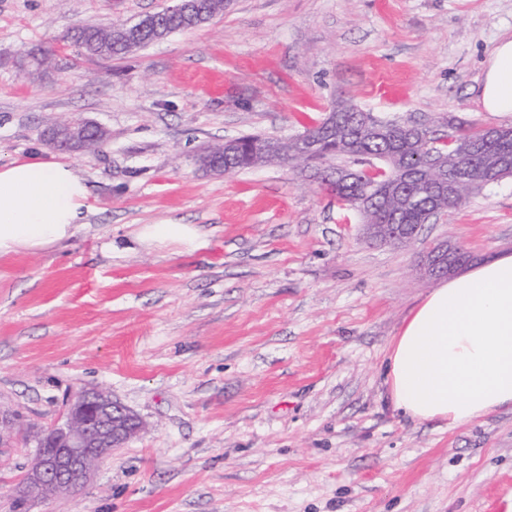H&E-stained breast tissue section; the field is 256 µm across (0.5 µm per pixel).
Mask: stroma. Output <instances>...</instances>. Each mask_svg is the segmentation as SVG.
<instances>
[{
	"mask_svg": "<svg viewBox=\"0 0 512 512\" xmlns=\"http://www.w3.org/2000/svg\"><path fill=\"white\" fill-rule=\"evenodd\" d=\"M169 0H0V165L69 163L90 210L60 244L0 257V404L19 417L0 512H512V409L449 427L394 410L388 347L434 288L417 268L450 242L512 253V177L425 225L407 248L308 173L202 168L211 146L289 138L347 104L465 136L512 0H232L223 15L122 58L77 25L136 22ZM33 47L51 62L29 74ZM108 132L93 153L44 133ZM150 224H189L159 244ZM105 391L145 430L76 495L19 508L36 435L77 391Z\"/></svg>",
	"mask_w": 512,
	"mask_h": 512,
	"instance_id": "stroma-1",
	"label": "stroma"
}]
</instances>
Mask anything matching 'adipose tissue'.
Returning a JSON list of instances; mask_svg holds the SVG:
<instances>
[{
	"label": "adipose tissue",
	"instance_id": "obj_1",
	"mask_svg": "<svg viewBox=\"0 0 512 512\" xmlns=\"http://www.w3.org/2000/svg\"><path fill=\"white\" fill-rule=\"evenodd\" d=\"M478 101L512 113V34L489 52ZM87 199L66 163L34 157L0 167V256L73 237ZM386 383L395 410L452 428L512 407V254L448 279L410 312L390 344Z\"/></svg>",
	"mask_w": 512,
	"mask_h": 512
}]
</instances>
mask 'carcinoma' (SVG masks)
I'll use <instances>...</instances> for the list:
<instances>
[{
    "label": "carcinoma",
    "mask_w": 512,
    "mask_h": 512,
    "mask_svg": "<svg viewBox=\"0 0 512 512\" xmlns=\"http://www.w3.org/2000/svg\"><path fill=\"white\" fill-rule=\"evenodd\" d=\"M186 8L210 20L224 11V0H188ZM192 26L188 14L165 13L157 25L137 32L131 41L114 25L78 26L68 39L84 55L119 58ZM306 135L315 141L309 151L298 137L257 134L237 138L229 155L231 171L269 164L311 168L321 185L360 214L365 231L371 224L421 225L426 212H445L463 204L473 191L486 186L481 177L492 172L502 156L512 155V137L485 140L479 132L469 136L476 142L471 178L460 182L450 201L448 195L436 193L433 184L456 178V145L438 141L428 126L338 106Z\"/></svg>",
    "instance_id": "obj_1"
}]
</instances>
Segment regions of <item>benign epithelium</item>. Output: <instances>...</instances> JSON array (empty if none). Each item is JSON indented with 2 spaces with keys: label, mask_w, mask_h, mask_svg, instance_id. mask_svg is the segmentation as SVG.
Segmentation results:
<instances>
[{
  "label": "benign epithelium",
  "mask_w": 512,
  "mask_h": 512,
  "mask_svg": "<svg viewBox=\"0 0 512 512\" xmlns=\"http://www.w3.org/2000/svg\"><path fill=\"white\" fill-rule=\"evenodd\" d=\"M98 130L92 121L55 128L48 135L54 149L77 145ZM460 248L452 244L435 245L421 263L424 274L446 277L461 266ZM18 423L17 415L0 408V446L14 437L10 429ZM142 419L98 390H80L68 403L63 422H54L37 436L35 457L23 480L25 501L46 500L71 494L82 488L99 463L134 439L142 430Z\"/></svg>",
  "instance_id": "7a95c632"
}]
</instances>
